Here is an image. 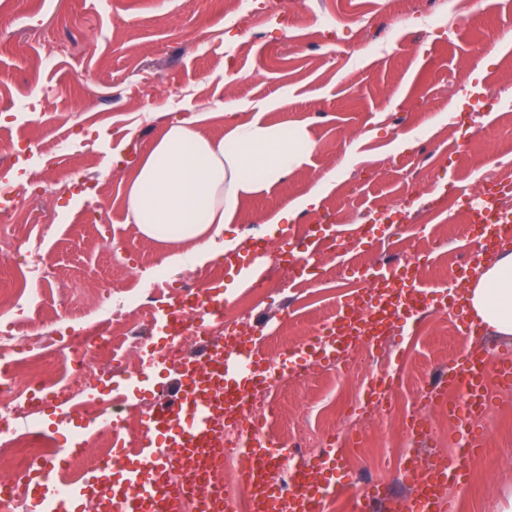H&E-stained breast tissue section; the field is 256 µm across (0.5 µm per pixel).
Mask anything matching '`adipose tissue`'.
Returning a JSON list of instances; mask_svg holds the SVG:
<instances>
[{"label":"adipose tissue","instance_id":"ef3b65f1","mask_svg":"<svg viewBox=\"0 0 512 512\" xmlns=\"http://www.w3.org/2000/svg\"><path fill=\"white\" fill-rule=\"evenodd\" d=\"M305 127L233 119L218 139L197 118L171 122L141 157L128 185L130 217L146 237L177 245L165 260H212L233 244L224 237L241 197L274 186L314 150ZM470 315L488 335L512 340V252L478 265L468 284Z\"/></svg>","mask_w":512,"mask_h":512}]
</instances>
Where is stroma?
Instances as JSON below:
<instances>
[{"mask_svg": "<svg viewBox=\"0 0 512 512\" xmlns=\"http://www.w3.org/2000/svg\"><path fill=\"white\" fill-rule=\"evenodd\" d=\"M488 2V10L473 12L449 0H244L238 8L231 0H0V144L17 159L11 175L23 182L33 174L44 186L75 181L15 212L16 244L0 255V283L36 249L57 268L56 280L28 284L29 334L90 328L111 336L112 308L99 291L106 277L134 315L133 333L159 347L166 335L141 310L148 293L216 282L224 298L249 299L253 320L266 324L251 343L278 357L332 317L352 287L364 286L365 263L397 259L406 241L436 233L443 248L418 276L437 292L455 287L448 259L480 229L449 206L445 188L512 178V0ZM481 93L497 97L495 109L470 113L468 129L451 127L448 113ZM227 109L305 126L315 149L281 182L241 200L224 233L241 248L153 276L173 247L130 221V176L170 121L201 116L218 138ZM316 188L318 207L282 230L299 239L307 225L369 226L372 239L345 244L340 256L319 251L310 274L252 292L239 277L251 266L247 242L265 245V263L273 265L277 242L266 224ZM387 207L403 215L401 227L380 221ZM476 347L512 356V343L460 334L447 315L428 309L416 326L397 324L383 347H362L360 370L316 363L287 378L271 397L269 432L284 446L306 433H336L373 375L388 373L395 413L367 424L342 465L361 486L378 487L380 512H396L409 490L393 456L403 448L429 455L425 440L403 431L411 406L430 379ZM128 352L113 338L99 391L126 439L178 383L159 367L144 374L116 368ZM491 395L480 424L483 450L471 461L459 512H496L512 490V388L496 386ZM35 420L60 447L81 443L77 461L90 471L98 454L90 426L49 404Z\"/></svg>", "mask_w": 512, "mask_h": 512, "instance_id": "35a3bbf8", "label": "stroma"}]
</instances>
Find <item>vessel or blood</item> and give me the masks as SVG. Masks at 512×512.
<instances>
[{"label": "vessel or blood", "mask_w": 512, "mask_h": 512, "mask_svg": "<svg viewBox=\"0 0 512 512\" xmlns=\"http://www.w3.org/2000/svg\"><path fill=\"white\" fill-rule=\"evenodd\" d=\"M512 195V182H498L480 198L468 201L467 209L481 224L471 263L456 272L459 282L470 278L474 262L492 259L512 247V219L501 217V199ZM369 288L358 297L338 302L336 315L306 343L281 360L282 371L303 369L310 362L339 358L352 342L375 345L389 336L395 322L419 319L427 309L425 285L385 266L373 270ZM223 301L217 294L200 298V310L190 324L195 335L206 338L203 358L187 357L171 363L182 379L179 395L171 404L148 414L142 429L140 455L127 463L118 483L99 512H182L193 499L195 512H328L329 490L340 487L349 512H371L375 492L358 487L348 471L329 473L322 464L299 462L289 471V487L274 479L282 458L274 453L269 434L249 419H240L241 442L237 451L239 471L248 494L245 499L224 494L223 479L210 470V460L221 454V432L231 413L237 412L246 392L256 391L270 376V360L259 350H243L238 338L209 339L211 323L221 321ZM512 383V359L495 357L491 351H468L452 362L444 379L424 388L422 397L442 409L461 438L459 447L436 457L429 468L406 459L402 471L410 489L408 512H457L447 487L465 489L472 456L483 440L476 423L491 404L490 384ZM195 469L204 478L203 489L189 491L169 478V464ZM37 502L38 512H78L85 487H60L51 477Z\"/></svg>", "instance_id": "obj_1"}]
</instances>
